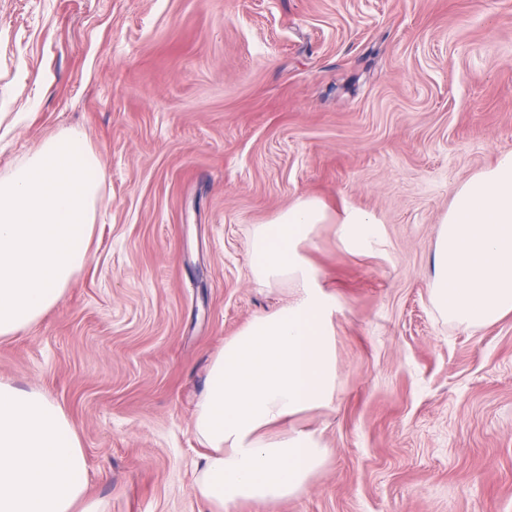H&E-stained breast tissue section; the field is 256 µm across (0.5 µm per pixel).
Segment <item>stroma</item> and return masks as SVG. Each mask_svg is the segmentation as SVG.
<instances>
[{"label": "stroma", "mask_w": 512, "mask_h": 512, "mask_svg": "<svg viewBox=\"0 0 512 512\" xmlns=\"http://www.w3.org/2000/svg\"><path fill=\"white\" fill-rule=\"evenodd\" d=\"M0 175L83 130L104 173L90 260L0 338V379L74 425L108 512H208L192 490L208 365L291 296L249 236L301 197L336 297L331 453L300 496L236 512H512V315L429 297L460 183L512 152V0H0ZM358 209L380 239L354 252ZM336 224H340L341 242L353 250H366L379 240V223L367 213L345 210L343 215L336 219Z\"/></svg>", "instance_id": "stroma-1"}]
</instances>
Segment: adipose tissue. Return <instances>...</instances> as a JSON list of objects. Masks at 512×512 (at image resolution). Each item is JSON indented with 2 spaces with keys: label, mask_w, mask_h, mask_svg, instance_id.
<instances>
[{
  "label": "adipose tissue",
  "mask_w": 512,
  "mask_h": 512,
  "mask_svg": "<svg viewBox=\"0 0 512 512\" xmlns=\"http://www.w3.org/2000/svg\"><path fill=\"white\" fill-rule=\"evenodd\" d=\"M328 214L300 198L275 221L256 225L250 260L262 284L291 283L287 304L255 316L213 358L193 429L206 447L194 493L213 512L244 502L294 498L329 451L291 420L336 398L335 297L300 252ZM341 242L357 251L377 243L371 215L344 211ZM0 512H103L87 493V462L76 429L41 390L0 381Z\"/></svg>",
  "instance_id": "obj_1"
}]
</instances>
